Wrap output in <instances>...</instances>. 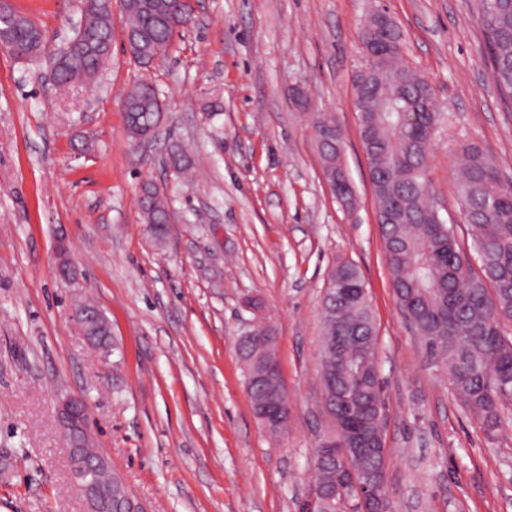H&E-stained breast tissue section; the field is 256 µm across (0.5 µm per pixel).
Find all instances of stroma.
Returning <instances> with one entry per match:
<instances>
[{"label": "stroma", "instance_id": "1", "mask_svg": "<svg viewBox=\"0 0 512 512\" xmlns=\"http://www.w3.org/2000/svg\"><path fill=\"white\" fill-rule=\"evenodd\" d=\"M191 3L194 24L151 73L164 120L134 148L122 95L140 72L121 41L91 85L57 93L51 58L81 2L12 0L47 49L32 61L0 52V512H86L56 415L70 395L144 512H301L313 449L331 432L319 349L339 258L360 268L378 328L392 512H512V419L486 437L396 302L353 87L362 31L386 10L404 61L432 86L429 189L470 251L457 143L485 148L512 183V103L491 79L474 0ZM319 112L342 131L354 209L324 177ZM174 144L190 177L170 170ZM147 179L172 216L161 243L138 208ZM62 236L73 283L56 272ZM87 296L111 326L97 352L71 317ZM256 317L278 338L290 405L278 433L252 411L237 350Z\"/></svg>", "mask_w": 512, "mask_h": 512}]
</instances>
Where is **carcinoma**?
<instances>
[{"label":"carcinoma","mask_w":512,"mask_h":512,"mask_svg":"<svg viewBox=\"0 0 512 512\" xmlns=\"http://www.w3.org/2000/svg\"><path fill=\"white\" fill-rule=\"evenodd\" d=\"M125 28L146 35L128 52L141 67L163 54L174 30L189 25L188 0H121ZM484 30V51L492 79L504 99L512 100V0H476ZM81 26L55 55L54 73L62 89L92 81L112 58L114 27L106 0H82ZM30 59L46 47L43 28L13 12L3 32ZM392 56L378 67L359 71L356 98L370 108L359 113L360 136L369 159L377 220L393 290L401 310L448 375L454 396L492 438L512 412V337L502 334V321H512V188L505 184L490 154L473 142H460L457 188L472 226L473 257L459 247L439 217L427 187L428 161L439 121L431 87L424 75L402 60L403 37L386 24ZM125 121L133 137L154 126L159 107L147 80L134 83L124 97ZM322 166L330 186L341 177L343 136L328 116L314 122ZM170 163L185 173V151L171 150ZM139 209L153 238L166 237L168 204L159 187L142 184ZM332 292L322 306L320 384L336 407L339 446L313 454L320 493L336 492L323 512H359L362 485L388 494L382 476L386 455L345 453L347 429L384 430L377 412L381 386L377 374V327L363 277L350 261L337 262L330 275ZM352 471L357 482L343 481Z\"/></svg>","instance_id":"carcinoma-1"}]
</instances>
